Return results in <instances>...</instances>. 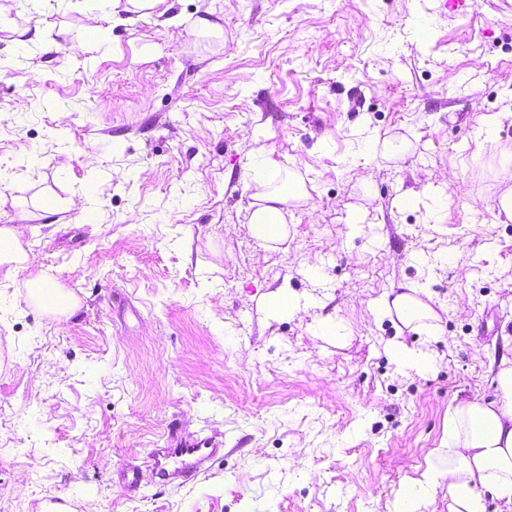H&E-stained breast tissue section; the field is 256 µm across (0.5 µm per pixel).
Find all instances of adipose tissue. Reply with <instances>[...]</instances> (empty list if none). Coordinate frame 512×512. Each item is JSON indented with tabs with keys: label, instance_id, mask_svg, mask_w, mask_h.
<instances>
[{
	"label": "adipose tissue",
	"instance_id": "adipose-tissue-1",
	"mask_svg": "<svg viewBox=\"0 0 512 512\" xmlns=\"http://www.w3.org/2000/svg\"><path fill=\"white\" fill-rule=\"evenodd\" d=\"M253 191L249 224L255 238L278 242L286 237L283 204H306L308 194L295 174L280 177L278 163L257 154L247 173ZM18 224L0 226V288L14 285L17 271L26 263L22 247L23 211ZM428 288L417 281L405 283L403 292L383 302L381 316L396 315L403 324H414L428 336L437 335L438 316L427 303ZM496 396L488 402L462 400L450 406L443 434L433 449L420 479L398 500L395 512H420L422 501L440 485H447L448 512H487V497L512 505V359L501 358L494 376Z\"/></svg>",
	"mask_w": 512,
	"mask_h": 512
}]
</instances>
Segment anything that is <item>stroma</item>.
I'll list each match as a JSON object with an SVG mask.
<instances>
[{
    "label": "stroma",
    "instance_id": "stroma-1",
    "mask_svg": "<svg viewBox=\"0 0 512 512\" xmlns=\"http://www.w3.org/2000/svg\"><path fill=\"white\" fill-rule=\"evenodd\" d=\"M466 2L173 0V28L0 0L25 32H0V225L38 209L0 288V512H393L449 406L493 400L512 358V221L481 146L512 112V0ZM366 130L410 146L358 154ZM246 133L309 194L277 243L249 229ZM459 253L467 273L436 263ZM33 278L76 299L68 321ZM414 280L436 338L375 314ZM281 288L298 313L265 309ZM396 341L434 369L399 371ZM186 443L223 456L153 481ZM507 125L512 126V113L511 112H498L490 117L486 121V140L491 142L492 145L496 144L494 152L502 148L500 142L499 132L503 127Z\"/></svg>",
    "mask_w": 512,
    "mask_h": 512
}]
</instances>
